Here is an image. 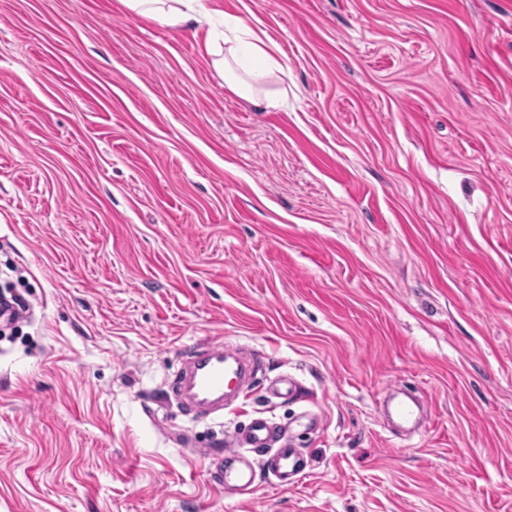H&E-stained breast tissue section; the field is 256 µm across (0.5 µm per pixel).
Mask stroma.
I'll return each instance as SVG.
<instances>
[{
	"instance_id": "obj_1",
	"label": "stroma",
	"mask_w": 512,
	"mask_h": 512,
	"mask_svg": "<svg viewBox=\"0 0 512 512\" xmlns=\"http://www.w3.org/2000/svg\"><path fill=\"white\" fill-rule=\"evenodd\" d=\"M204 4L279 48L278 109L207 25L0 0V512H512V0ZM205 340L267 359L201 420ZM260 413L307 473L224 494L200 451ZM234 44L225 48L223 44ZM245 44L249 47L255 65L247 71L244 77L238 72V60L236 46ZM208 53L214 57L215 70L224 78L228 87L239 96L249 100L257 106H264L266 109H276L280 106V99L272 95L263 94L253 82L265 76L279 73L286 77V73L274 55V51L250 28L243 27L236 29L233 40L224 32L215 34L208 41Z\"/></svg>"
}]
</instances>
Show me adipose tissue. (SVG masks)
<instances>
[{
  "label": "adipose tissue",
  "mask_w": 512,
  "mask_h": 512,
  "mask_svg": "<svg viewBox=\"0 0 512 512\" xmlns=\"http://www.w3.org/2000/svg\"><path fill=\"white\" fill-rule=\"evenodd\" d=\"M134 15L152 19L159 25L176 27L197 20L204 5L202 0H122ZM247 45L255 65L247 74L238 71L237 45ZM207 50L214 67L228 87L255 105L268 109L278 108V98L262 93L255 86L257 79L282 72L283 67L273 50L250 28L236 29L233 35H214Z\"/></svg>",
  "instance_id": "1"
}]
</instances>
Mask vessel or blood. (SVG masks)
<instances>
[{"label": "vessel or blood", "mask_w": 512, "mask_h": 512, "mask_svg": "<svg viewBox=\"0 0 512 512\" xmlns=\"http://www.w3.org/2000/svg\"><path fill=\"white\" fill-rule=\"evenodd\" d=\"M265 363L262 351L250 348L226 349L223 343L206 341L186 352L170 388L186 413L206 417L222 409L228 394L244 398V383L260 372ZM264 450L261 465L235 466L245 453ZM212 483L219 489L253 493L260 472L272 474L283 487L294 485L307 464L301 453L284 442L279 429L262 415L251 419L246 430L225 437L222 447L206 448Z\"/></svg>", "instance_id": "obj_1"}]
</instances>
